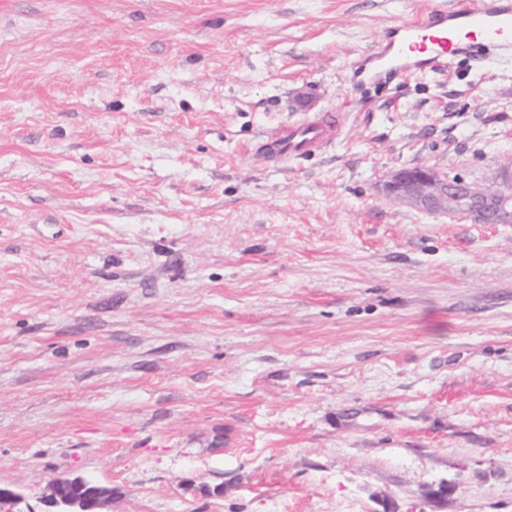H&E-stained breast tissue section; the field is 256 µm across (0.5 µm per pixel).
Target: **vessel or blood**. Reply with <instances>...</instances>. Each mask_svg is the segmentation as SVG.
<instances>
[{"label": "vessel or blood", "instance_id": "vessel-or-blood-1", "mask_svg": "<svg viewBox=\"0 0 512 512\" xmlns=\"http://www.w3.org/2000/svg\"><path fill=\"white\" fill-rule=\"evenodd\" d=\"M487 47L504 60L512 58V0H444L415 20L386 28L354 71L368 82L397 80L447 69ZM341 113L283 130L266 148L278 159L307 154L341 131Z\"/></svg>", "mask_w": 512, "mask_h": 512}]
</instances>
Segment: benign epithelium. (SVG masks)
Masks as SVG:
<instances>
[{
  "mask_svg": "<svg viewBox=\"0 0 512 512\" xmlns=\"http://www.w3.org/2000/svg\"><path fill=\"white\" fill-rule=\"evenodd\" d=\"M384 193L424 212L477 218L485 224H512V163L498 164L494 181L475 186L461 176H448L433 167L412 165L391 174ZM112 487L84 476L52 479L40 499L43 512H111ZM24 497L0 482V512H35L22 507Z\"/></svg>",
  "mask_w": 512,
  "mask_h": 512,
  "instance_id": "obj_1",
  "label": "benign epithelium"
}]
</instances>
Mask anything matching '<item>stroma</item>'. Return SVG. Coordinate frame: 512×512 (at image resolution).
<instances>
[{"label":"stroma","instance_id":"35a3bbf8","mask_svg":"<svg viewBox=\"0 0 512 512\" xmlns=\"http://www.w3.org/2000/svg\"><path fill=\"white\" fill-rule=\"evenodd\" d=\"M438 0H0V481L112 512H512V60L351 83ZM326 112L329 146L261 145ZM384 193L424 212L477 218L484 224H512V163L500 162L489 186H475L461 176L412 165L391 174ZM95 485L84 493L87 485ZM80 491L74 493V489ZM112 487L84 476H59L52 479L40 499L45 510L35 511L29 505L22 508L24 497L11 486L0 482V510L2 512H112L115 497ZM0 511V512H1Z\"/></svg>","mask_w":512,"mask_h":512}]
</instances>
